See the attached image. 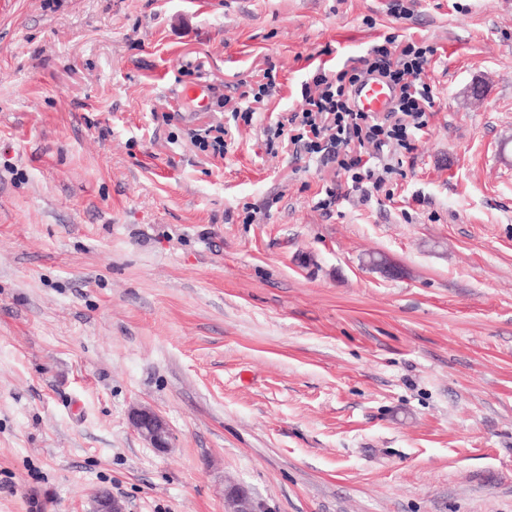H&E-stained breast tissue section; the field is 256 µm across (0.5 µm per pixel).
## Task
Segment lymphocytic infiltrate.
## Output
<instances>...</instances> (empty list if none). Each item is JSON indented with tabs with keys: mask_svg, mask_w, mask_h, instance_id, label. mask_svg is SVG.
I'll return each instance as SVG.
<instances>
[{
	"mask_svg": "<svg viewBox=\"0 0 512 512\" xmlns=\"http://www.w3.org/2000/svg\"><path fill=\"white\" fill-rule=\"evenodd\" d=\"M435 49L427 42L387 36L356 66L333 74L317 70L302 103L288 117V140L309 157L342 172L352 188L381 190L398 170L391 155L410 153L427 128L434 94L424 75ZM386 82L394 92L388 112L356 109L355 88L366 79Z\"/></svg>",
	"mask_w": 512,
	"mask_h": 512,
	"instance_id": "f902f5d3",
	"label": "lymphocytic infiltrate"
}]
</instances>
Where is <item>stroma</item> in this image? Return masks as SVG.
<instances>
[{"label": "stroma", "mask_w": 512, "mask_h": 512, "mask_svg": "<svg viewBox=\"0 0 512 512\" xmlns=\"http://www.w3.org/2000/svg\"><path fill=\"white\" fill-rule=\"evenodd\" d=\"M392 4L0 0V512H512V0ZM392 33L435 103L367 198L268 131ZM271 76V70L265 71L263 74V80L266 79L268 80L267 82L259 80L254 84L240 83L237 85L236 89H238L239 86H245L246 90L241 91L239 94V99L242 100L240 102V106L234 107L231 112L234 120H238L240 118L246 124L251 122L254 111L250 104L260 103L266 96L270 95L271 90L274 88V81L271 80ZM203 134L192 135L195 146L200 151L212 153L214 156L223 155L226 146L224 136L228 134L224 125L221 123L210 124L204 129ZM130 420L136 431L157 450L170 446L171 431L166 419L150 407H135L130 412Z\"/></svg>", "instance_id": "stroma-1"}]
</instances>
